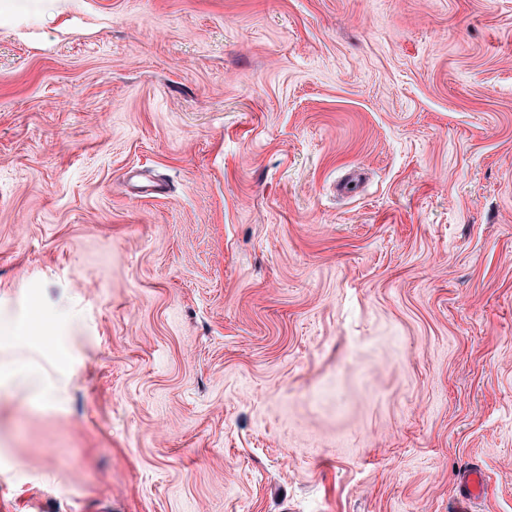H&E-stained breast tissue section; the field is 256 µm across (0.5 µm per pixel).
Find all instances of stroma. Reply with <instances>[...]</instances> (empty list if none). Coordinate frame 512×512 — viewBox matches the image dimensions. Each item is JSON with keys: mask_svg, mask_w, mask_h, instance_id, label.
I'll return each mask as SVG.
<instances>
[{"mask_svg": "<svg viewBox=\"0 0 512 512\" xmlns=\"http://www.w3.org/2000/svg\"><path fill=\"white\" fill-rule=\"evenodd\" d=\"M13 363L0 512H512V0H0ZM42 312L43 310L40 305L36 304L32 306L30 313L26 317L25 321L17 323L13 327L10 337L13 339L14 344H28L38 341L42 337L36 336V324L43 320ZM485 479L482 469L473 465L464 470L458 482V493L453 502L452 512H469L471 505L482 499Z\"/></svg>", "mask_w": 512, "mask_h": 512, "instance_id": "stroma-1", "label": "stroma"}]
</instances>
